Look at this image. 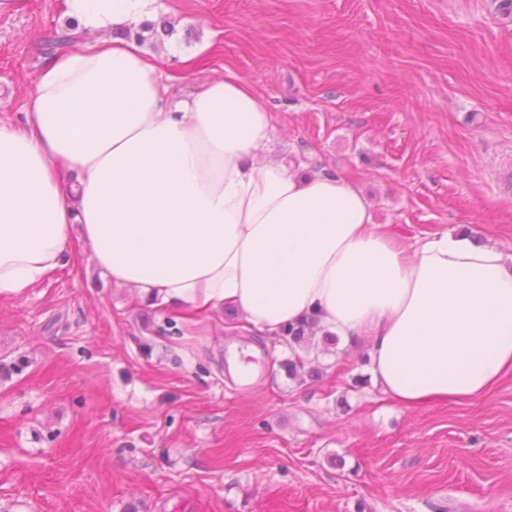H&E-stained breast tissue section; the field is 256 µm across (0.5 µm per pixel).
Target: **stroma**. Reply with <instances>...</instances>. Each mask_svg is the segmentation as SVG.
Masks as SVG:
<instances>
[{"mask_svg":"<svg viewBox=\"0 0 512 512\" xmlns=\"http://www.w3.org/2000/svg\"><path fill=\"white\" fill-rule=\"evenodd\" d=\"M501 0H156L171 100L236 76L271 158L356 186L402 244L512 255V13ZM65 0L0 10V116L20 121ZM255 348L232 388L225 346ZM318 378L225 311L177 317L84 250L0 297V512H512V372L405 407L365 349L315 335Z\"/></svg>","mask_w":512,"mask_h":512,"instance_id":"1","label":"stroma"}]
</instances>
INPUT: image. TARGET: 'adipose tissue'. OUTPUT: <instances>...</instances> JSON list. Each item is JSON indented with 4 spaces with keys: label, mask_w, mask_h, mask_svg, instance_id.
<instances>
[{
    "label": "adipose tissue",
    "mask_w": 512,
    "mask_h": 512,
    "mask_svg": "<svg viewBox=\"0 0 512 512\" xmlns=\"http://www.w3.org/2000/svg\"><path fill=\"white\" fill-rule=\"evenodd\" d=\"M155 2L66 0L90 41L44 61L22 123L0 118V295L76 245L162 306L230 304L268 336L316 318L409 407L512 370V260L464 234L402 245L345 180L265 157L276 128L241 78L169 103L156 56L119 35Z\"/></svg>",
    "instance_id": "1"
}]
</instances>
